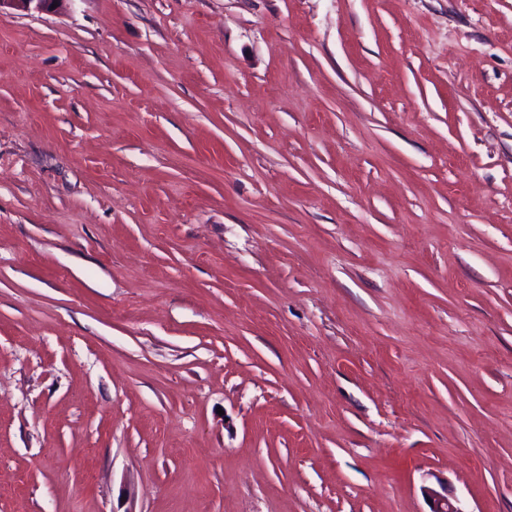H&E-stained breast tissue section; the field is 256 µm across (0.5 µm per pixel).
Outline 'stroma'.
<instances>
[{
  "mask_svg": "<svg viewBox=\"0 0 512 512\" xmlns=\"http://www.w3.org/2000/svg\"><path fill=\"white\" fill-rule=\"evenodd\" d=\"M512 512V0L0 19V512Z\"/></svg>",
  "mask_w": 512,
  "mask_h": 512,
  "instance_id": "stroma-1",
  "label": "stroma"
}]
</instances>
